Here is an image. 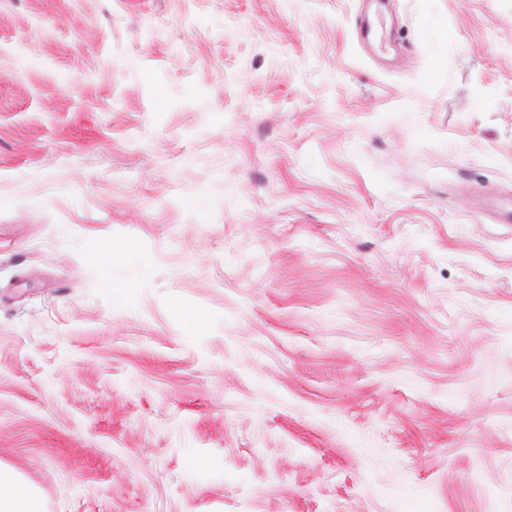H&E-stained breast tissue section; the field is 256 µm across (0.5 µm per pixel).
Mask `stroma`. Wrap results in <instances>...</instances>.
I'll return each instance as SVG.
<instances>
[{"label": "stroma", "instance_id": "stroma-1", "mask_svg": "<svg viewBox=\"0 0 512 512\" xmlns=\"http://www.w3.org/2000/svg\"><path fill=\"white\" fill-rule=\"evenodd\" d=\"M389 10L393 67L359 0H0L45 512H512V0Z\"/></svg>", "mask_w": 512, "mask_h": 512}]
</instances>
